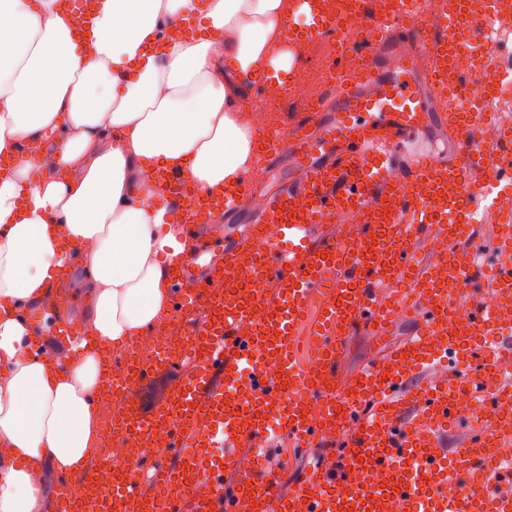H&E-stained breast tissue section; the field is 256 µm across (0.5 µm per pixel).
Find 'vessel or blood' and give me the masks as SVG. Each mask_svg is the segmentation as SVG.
<instances>
[{
    "label": "vessel or blood",
    "mask_w": 512,
    "mask_h": 512,
    "mask_svg": "<svg viewBox=\"0 0 512 512\" xmlns=\"http://www.w3.org/2000/svg\"><path fill=\"white\" fill-rule=\"evenodd\" d=\"M306 2L311 21L288 27L290 45L337 33L349 13L370 7ZM470 2L447 0L423 19L412 0H393L363 66L337 51L321 100L293 113L282 131L260 133L265 164L289 154L295 177L263 196L245 233L227 240L205 272L191 247L175 259L169 290L178 341L111 384L126 402L113 422L144 452L119 468L97 458L112 472L108 489L90 470L59 475L57 512H238L245 500L251 512H512V124L454 105L496 99L500 74L455 59L463 47H482L481 19L512 32V0H485L480 19ZM405 40L429 57L427 74L410 55L395 67L383 63ZM256 81L293 92L288 73L265 71ZM433 122L448 131L452 154L415 153L397 173L393 147ZM148 178L157 187L149 207L188 213L190 243L203 225L238 211L250 191L245 182L203 196L178 172ZM489 212L498 221L487 227L486 248L477 229ZM329 223L335 235L316 239L315 227ZM247 266L254 282L245 287L239 272ZM321 287L317 349L306 364L296 339ZM404 310L414 333L341 380L346 337L359 328L387 335ZM161 369L178 378L143 411L136 391ZM273 421L302 448L343 440L344 463L312 458L286 486L276 473L242 471V449L267 437ZM216 448L223 458H214ZM360 451L374 462H358ZM230 475L236 485L228 489ZM158 485L165 496L155 494Z\"/></svg>",
    "instance_id": "1"
}]
</instances>
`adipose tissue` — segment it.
I'll list each match as a JSON object with an SVG mask.
<instances>
[{"mask_svg": "<svg viewBox=\"0 0 512 512\" xmlns=\"http://www.w3.org/2000/svg\"><path fill=\"white\" fill-rule=\"evenodd\" d=\"M64 0H0V512H49L37 461L88 469L101 443V354L169 313L168 268L179 225L135 185L157 168L202 193L252 172L255 129L242 107L267 69L290 71L284 25L294 0H98L77 31ZM194 20L199 38L166 29ZM34 149L17 157L19 143ZM87 272L92 339L46 361L57 328L20 305L42 300L67 252Z\"/></svg>", "mask_w": 512, "mask_h": 512, "instance_id": "adipose-tissue-1", "label": "adipose tissue"}]
</instances>
